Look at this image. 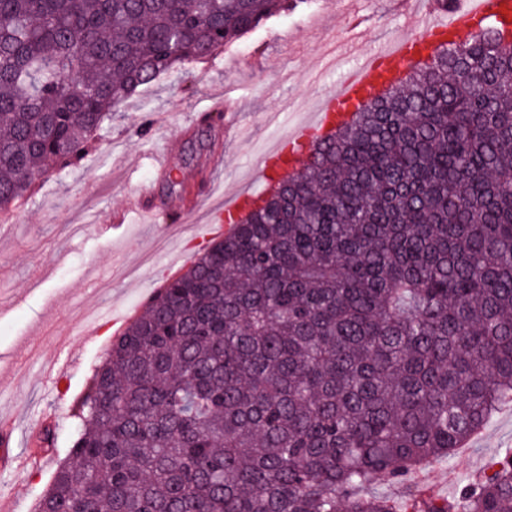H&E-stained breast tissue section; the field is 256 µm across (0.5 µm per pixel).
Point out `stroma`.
Instances as JSON below:
<instances>
[{
	"label": "stroma",
	"instance_id": "35a3bbf8",
	"mask_svg": "<svg viewBox=\"0 0 512 512\" xmlns=\"http://www.w3.org/2000/svg\"><path fill=\"white\" fill-rule=\"evenodd\" d=\"M369 16L345 47L349 16ZM396 0H308L233 45L165 75L114 112L99 145L76 168L41 184L8 222H0V414L15 415L11 448L37 451L46 425L57 428L46 464L0 471V495L13 512H34L71 437V412L122 323L161 286L159 266L182 272L204 246L198 225L213 223L237 191L259 194L264 153L287 139L288 126L312 118L325 91L400 34L418 32ZM238 96L242 137H205V108L224 93ZM165 157L182 183L172 192L156 179L152 156ZM209 182V198L198 188ZM167 207L166 226L129 223L118 236L93 224L126 208L140 185ZM512 448V409L447 461L416 477L434 495H454L461 477L481 473Z\"/></svg>",
	"mask_w": 512,
	"mask_h": 512
}]
</instances>
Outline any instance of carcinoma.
<instances>
[{
  "mask_svg": "<svg viewBox=\"0 0 512 512\" xmlns=\"http://www.w3.org/2000/svg\"><path fill=\"white\" fill-rule=\"evenodd\" d=\"M298 0H0V213L112 108ZM389 83L168 278L76 401L37 512H512V448L458 494H365L512 406V42Z\"/></svg>",
  "mask_w": 512,
  "mask_h": 512,
  "instance_id": "obj_1",
  "label": "carcinoma"
}]
</instances>
